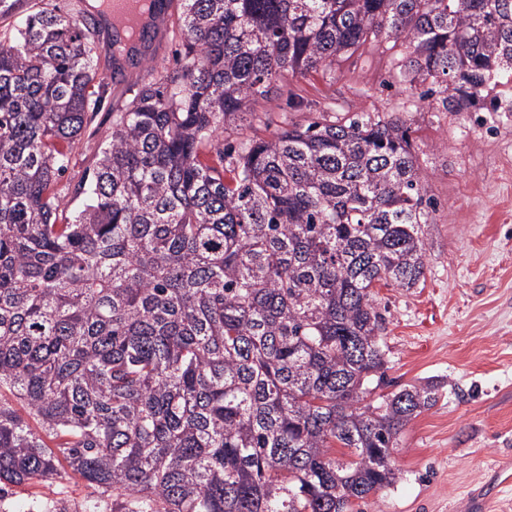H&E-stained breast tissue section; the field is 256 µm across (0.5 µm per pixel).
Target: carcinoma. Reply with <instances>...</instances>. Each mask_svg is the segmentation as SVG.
I'll return each instance as SVG.
<instances>
[{"mask_svg":"<svg viewBox=\"0 0 512 512\" xmlns=\"http://www.w3.org/2000/svg\"><path fill=\"white\" fill-rule=\"evenodd\" d=\"M0 0V484L67 464L108 512H353L440 386L386 384L378 284L416 288L433 198L397 112L224 133L381 34L395 78L497 111L512 0H181V64L117 109L81 204L98 29ZM348 450L339 460L336 447Z\"/></svg>","mask_w":512,"mask_h":512,"instance_id":"carcinoma-1","label":"carcinoma"}]
</instances>
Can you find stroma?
<instances>
[{"label":"stroma","mask_w":512,"mask_h":512,"mask_svg":"<svg viewBox=\"0 0 512 512\" xmlns=\"http://www.w3.org/2000/svg\"><path fill=\"white\" fill-rule=\"evenodd\" d=\"M181 43L170 28L162 49L129 80L114 84L107 35L97 41L101 104L73 146L58 187L72 194L90 176L93 155L112 130L114 107L173 70ZM404 48L381 36L320 72L287 78L272 114L255 107L230 138L272 137L286 122L319 118L327 98L343 112H404L437 201L427 228L426 278L409 290L376 286L385 318L386 378L395 386L443 382L437 404L405 427L393 461L401 479L363 512H469L472 490L512 463V112H447L435 99L404 110L409 85L393 78ZM96 495L79 475L6 487L0 512H85Z\"/></svg>","instance_id":"stroma-1"}]
</instances>
